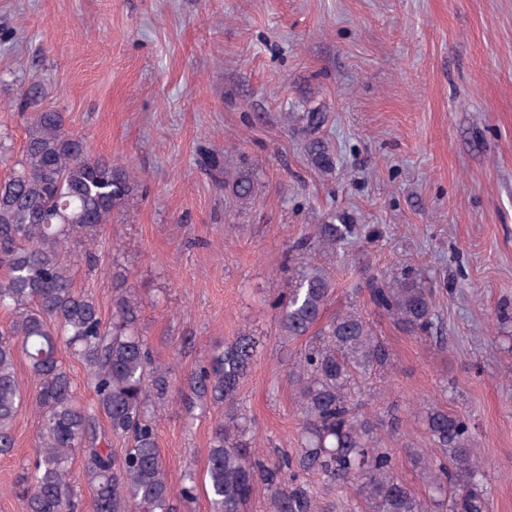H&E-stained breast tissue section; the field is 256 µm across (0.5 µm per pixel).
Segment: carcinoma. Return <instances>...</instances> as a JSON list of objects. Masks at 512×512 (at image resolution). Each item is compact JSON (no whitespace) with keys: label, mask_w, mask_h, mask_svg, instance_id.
Listing matches in <instances>:
<instances>
[{"label":"carcinoma","mask_w":512,"mask_h":512,"mask_svg":"<svg viewBox=\"0 0 512 512\" xmlns=\"http://www.w3.org/2000/svg\"><path fill=\"white\" fill-rule=\"evenodd\" d=\"M235 199L254 193L248 172L231 182ZM139 191L126 166L90 153L85 138L66 130L52 109L32 112L26 139L10 174L0 181V454L14 447L13 425L25 400L17 360L27 361L36 391V453L16 486L27 512H74L78 495L71 472L75 455L90 512H174V500L192 499L194 474L172 486L158 449L155 418L172 400L173 367L151 355L138 328L139 302L125 277H113L112 313L103 318L94 296L77 290L73 267L96 266L92 245L101 226ZM352 233L348 224H321L318 244L334 248ZM370 301L415 339L443 341L433 293L409 270L366 281ZM334 292L327 272L302 266L278 310V337L304 340L288 371L294 387L301 448L268 461L254 450L251 419L241 387L261 353L242 331L183 376L178 396L186 411L209 402L224 408L212 431L205 463L209 512H247L258 485L269 512H316L309 477L351 486L367 512H492L483 466L472 449L469 421L439 404L421 413L436 458L415 454L429 488L422 500L399 478V461L380 431L395 433L400 419L368 415L358 382L387 369L391 353L356 308L323 320ZM79 361L89 397L81 398L65 366ZM125 442L116 452L112 439Z\"/></svg>","instance_id":"carcinoma-1"}]
</instances>
